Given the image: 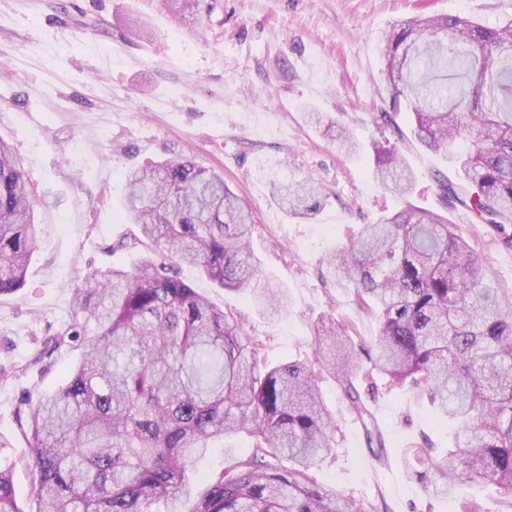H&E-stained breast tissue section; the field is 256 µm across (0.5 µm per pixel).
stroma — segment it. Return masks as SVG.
I'll list each match as a JSON object with an SVG mask.
<instances>
[{
	"mask_svg": "<svg viewBox=\"0 0 512 512\" xmlns=\"http://www.w3.org/2000/svg\"><path fill=\"white\" fill-rule=\"evenodd\" d=\"M67 13L56 11L57 2ZM461 15L495 25L512 18V0H217L205 37L195 16L175 21L154 0H0V138L21 161L37 195L41 233L25 286L0 296V436L12 444L18 502L29 506L27 395L66 379L80 347L50 351L67 325L72 289L87 272L134 269L141 253L112 251L135 233L124 217L129 170L184 154L223 176L251 208V250L277 307L259 308L248 291L216 287L195 267L180 277L237 316L265 363L314 361L313 327L334 314L352 335L371 339L378 321L337 285L327 256L361 225L405 204L446 212L469 239L493 287L512 290V248L502 246L463 205L444 207L435 173L454 176L440 154L411 135V119L379 121L390 92L382 78L384 36L420 12ZM96 19L100 30L86 27ZM321 112L358 144L353 155L312 124ZM397 149L415 176L408 197L383 193L372 169L379 148ZM310 176L321 187L316 215H288L271 183ZM50 352V369L36 362ZM336 418V446L316 470L319 484L352 496L366 512H458L454 498L428 497L411 478L405 448L448 445V429L426 398L374 375L357 384L381 435L365 427L336 380L320 374ZM252 452L237 435L214 442L199 474Z\"/></svg>",
	"mask_w": 512,
	"mask_h": 512,
	"instance_id": "stroma-1",
	"label": "stroma"
}]
</instances>
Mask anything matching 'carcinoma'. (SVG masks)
Here are the masks:
<instances>
[{"label": "carcinoma", "instance_id": "carcinoma-1", "mask_svg": "<svg viewBox=\"0 0 512 512\" xmlns=\"http://www.w3.org/2000/svg\"><path fill=\"white\" fill-rule=\"evenodd\" d=\"M174 18L193 9L211 22L214 0H156ZM383 76L392 113L414 138L455 166L436 179L446 202L468 207L512 247V18L496 27L460 16H415L385 35ZM340 153L346 129L326 125ZM377 185L405 196L413 172L396 150L377 152ZM127 221L137 233L117 248L145 249L132 271H91L74 288L71 322L53 349L81 336L77 366L54 392L27 400L25 464L33 508L15 495L0 460V512H364L321 486L314 471L335 442L336 420L314 373L269 366L238 320L173 267L188 263L258 303L274 295L250 254V212L224 178L176 154L126 178ZM277 203L308 217L318 187L271 183ZM37 195L0 140V296L20 290L39 227ZM340 286L379 319L370 347L329 316L315 324L317 361L359 417L369 414L356 378L372 371L410 382L454 431L444 449L411 445L430 476L425 492L453 496L466 483L493 486L512 504V294L491 284L477 252L448 218L408 204L364 224L328 260ZM246 434L253 453L197 478L215 440ZM286 459L290 466L283 467Z\"/></svg>", "mask_w": 512, "mask_h": 512}]
</instances>
